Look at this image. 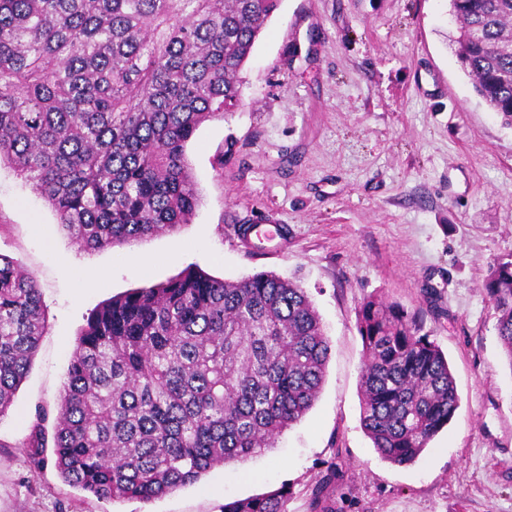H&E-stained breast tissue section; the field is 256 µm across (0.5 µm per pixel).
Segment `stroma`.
I'll return each mask as SVG.
<instances>
[{
    "label": "stroma",
    "instance_id": "stroma-1",
    "mask_svg": "<svg viewBox=\"0 0 512 512\" xmlns=\"http://www.w3.org/2000/svg\"><path fill=\"white\" fill-rule=\"evenodd\" d=\"M456 33L449 0H281L242 73V107L186 147L201 196L191 222L130 246L78 249L0 167V253L37 280L47 314L0 418V512H224L281 488L284 512H512V371L481 288L489 264L512 256V126L474 93ZM252 225L273 236L259 252L240 233ZM191 266L300 281L331 345L312 409L272 447L149 502L68 486L49 450L33 471L36 413L53 430L88 316ZM371 296L422 310L460 396L448 428L402 466L359 421L356 314Z\"/></svg>",
    "mask_w": 512,
    "mask_h": 512
}]
</instances>
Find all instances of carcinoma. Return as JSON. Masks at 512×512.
<instances>
[{
    "label": "carcinoma",
    "instance_id": "carcinoma-1",
    "mask_svg": "<svg viewBox=\"0 0 512 512\" xmlns=\"http://www.w3.org/2000/svg\"><path fill=\"white\" fill-rule=\"evenodd\" d=\"M279 0H0V164L31 185L78 247H122L190 223L185 148L242 105L240 73ZM456 55L512 125V0H450ZM512 372V258L482 283ZM362 428L385 460L414 461L452 420L448 360L418 315L369 297ZM46 327L38 282L0 254V417ZM330 342L307 292L261 273L193 269L98 307L76 338L53 435L64 480L149 502L241 461L299 421L322 389ZM45 413L28 447L37 471ZM285 492L224 512H284Z\"/></svg>",
    "mask_w": 512,
    "mask_h": 512
}]
</instances>
